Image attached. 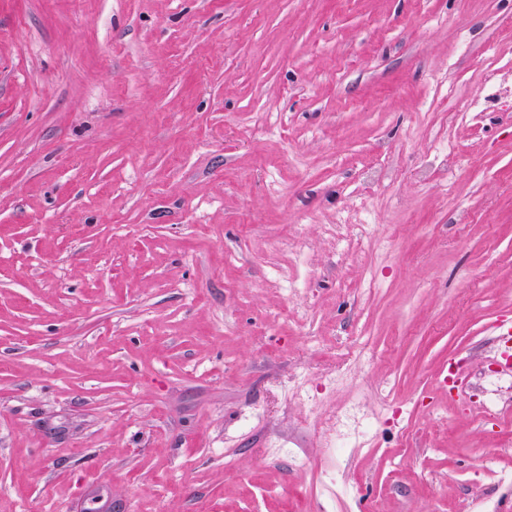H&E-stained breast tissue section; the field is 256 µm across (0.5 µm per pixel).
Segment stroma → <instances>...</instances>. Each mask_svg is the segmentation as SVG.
<instances>
[{"mask_svg":"<svg viewBox=\"0 0 512 512\" xmlns=\"http://www.w3.org/2000/svg\"><path fill=\"white\" fill-rule=\"evenodd\" d=\"M490 68L512 0H0V512H498ZM364 421V414H361L356 407L351 408L342 416L333 413L319 421L317 426L318 435L322 439L325 448L342 452L344 448L337 442L336 436L339 432L344 431L351 447L357 448L359 444L356 440V434Z\"/></svg>","mask_w":512,"mask_h":512,"instance_id":"stroma-1","label":"stroma"}]
</instances>
